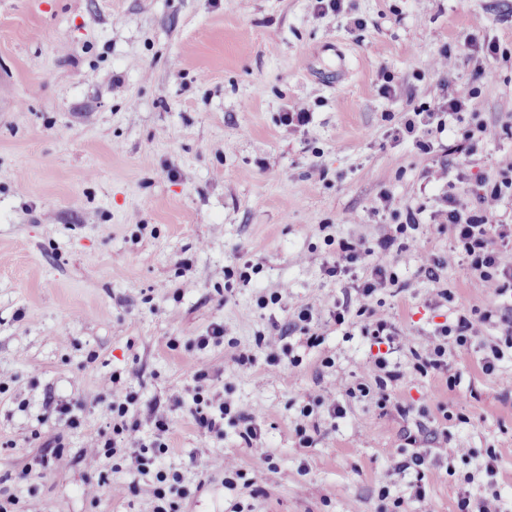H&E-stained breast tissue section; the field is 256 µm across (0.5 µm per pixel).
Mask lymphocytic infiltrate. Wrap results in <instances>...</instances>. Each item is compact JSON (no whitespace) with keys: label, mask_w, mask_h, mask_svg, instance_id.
Wrapping results in <instances>:
<instances>
[{"label":"lymphocytic infiltrate","mask_w":512,"mask_h":512,"mask_svg":"<svg viewBox=\"0 0 512 512\" xmlns=\"http://www.w3.org/2000/svg\"><path fill=\"white\" fill-rule=\"evenodd\" d=\"M469 101L462 96L449 97L433 109H414L396 130L399 138L411 137L417 149L426 155L435 151L432 134L443 133L448 123L460 120L467 111ZM426 183L439 187L436 209L427 204L404 208V219L395 228L384 230L375 246L361 241L339 240L335 256L324 263L325 276L341 282V296L337 299L329 318L336 325H360L361 332L374 345H387V355L378 356L371 370L373 385L351 386L342 378H334L335 386L342 388L348 398L354 399L377 394L381 409L392 408L408 416V407L394 401L389 385L415 380L431 372L445 375L449 385L459 380L450 357L455 348L481 337L483 325L494 323L501 329V336L494 342L483 340L484 355L481 365L486 374H494L512 349V163L500 167L491 178H472L465 163L449 166L439 160L425 169ZM436 224L438 231L448 234V249L441 254L422 258L419 276L433 283L431 303L452 302V294L439 283L448 269L463 266L469 269L480 293L488 298L485 307L459 309L451 322L438 325L431 334L426 355L412 370L390 362V354L403 349L407 339L387 318L383 310L372 306V299L397 283V273L392 265L395 254L404 251L407 231L418 229L423 222ZM321 315L313 306L300 308L296 321L271 322L260 344L270 349L266 363L280 366L276 351L298 325L314 326ZM214 366H203L193 375L191 398L171 396L168 403L151 402L148 405L150 424L130 416L132 396L118 386L116 375L102 376L96 395L89 402L97 410L102 425L99 430L84 438L76 452H69L64 441L67 432L81 428L82 416L70 403L47 400L42 418L53 421L60 429L54 439L43 440L41 432H33V440L41 441L42 448L31 458L22 472L23 477L43 478L70 466L84 465L89 477L82 485V494L90 502H98L103 493L124 502H132L141 491V482L152 477L150 512H181L182 502L189 495L178 471L167 469L163 458L169 450L168 439L174 428L176 412L186 413L197 429L216 438H223L225 421H232L238 436L249 449L257 448L262 440V428L255 415L248 409L231 408L230 405L210 397L205 389L207 381L217 376ZM403 439L414 451L404 458H391L388 471L409 476V499L417 505V512H429L426 482L432 470L458 457L469 456L466 448L448 445L447 432L416 423L414 428L403 431ZM429 444L426 452L416 451L417 443ZM120 461L128 475L126 481L113 482L112 463Z\"/></svg>","instance_id":"f902f5d3"}]
</instances>
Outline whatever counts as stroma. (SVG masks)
<instances>
[{
    "instance_id": "stroma-1",
    "label": "stroma",
    "mask_w": 512,
    "mask_h": 512,
    "mask_svg": "<svg viewBox=\"0 0 512 512\" xmlns=\"http://www.w3.org/2000/svg\"><path fill=\"white\" fill-rule=\"evenodd\" d=\"M472 36L498 44L497 57L468 46ZM446 49L457 57L448 92L434 68ZM451 93L470 95L469 112L440 145L456 149L476 119L512 126V0H343L338 14L311 0H0V474L37 453L33 429L56 434L38 423L45 397L88 399L113 374L143 420L209 364L223 369L212 395L256 416L271 460L259 466L232 422L218 440L178 414L165 461L191 490L183 512H394L400 496L414 512L406 480L387 473L410 420L474 451L431 480L433 512H454L472 471V493L499 492L512 512V355L488 375L475 344L456 348V387L434 374L391 387L411 408L404 419L328 381H369L377 349L359 326L320 323L316 347L293 333L290 370L268 367L256 346L270 321L333 307L340 286L322 264L338 238L375 245L381 193L398 209L422 201L432 160L391 133ZM297 103L311 114L303 128L283 120ZM447 249L433 227L414 231L395 263L404 291L378 296L414 343L485 302L457 267L443 282L454 302L429 306L417 268ZM215 323L223 344L198 349ZM241 352L256 365L234 364ZM333 399L346 410L334 419ZM305 405L324 419L309 448L294 433ZM197 448L236 457L265 496L202 478L187 465ZM490 449L494 475L477 473ZM85 474L79 464L15 489L47 512H146L147 491L132 507L106 495L90 505Z\"/></svg>"
}]
</instances>
